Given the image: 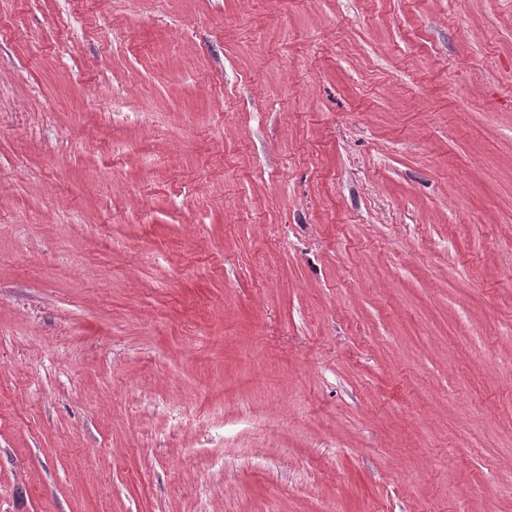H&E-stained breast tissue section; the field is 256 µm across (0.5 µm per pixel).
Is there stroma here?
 Here are the masks:
<instances>
[{
  "label": "stroma",
  "mask_w": 512,
  "mask_h": 512,
  "mask_svg": "<svg viewBox=\"0 0 512 512\" xmlns=\"http://www.w3.org/2000/svg\"><path fill=\"white\" fill-rule=\"evenodd\" d=\"M0 512H512V0H0Z\"/></svg>",
  "instance_id": "35a3bbf8"
}]
</instances>
